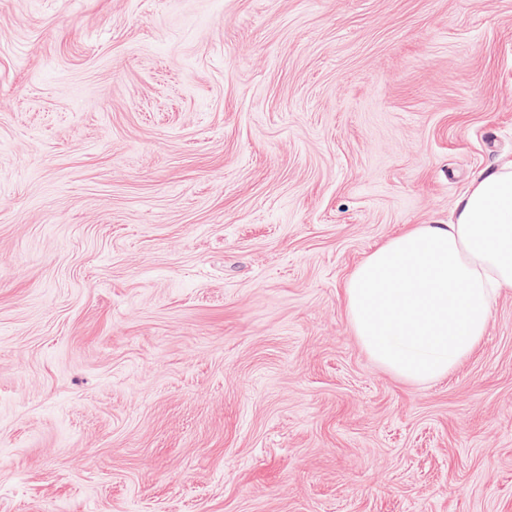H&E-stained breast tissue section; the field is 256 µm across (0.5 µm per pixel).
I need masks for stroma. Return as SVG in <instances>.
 <instances>
[{
  "instance_id": "1",
  "label": "stroma",
  "mask_w": 512,
  "mask_h": 512,
  "mask_svg": "<svg viewBox=\"0 0 512 512\" xmlns=\"http://www.w3.org/2000/svg\"><path fill=\"white\" fill-rule=\"evenodd\" d=\"M511 155L512 0H0V512H512V291L342 297ZM512 289V161L481 174L448 224H413L344 284L349 326L379 364L412 383L448 377L480 344Z\"/></svg>"
}]
</instances>
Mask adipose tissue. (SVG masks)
<instances>
[{
	"mask_svg": "<svg viewBox=\"0 0 512 512\" xmlns=\"http://www.w3.org/2000/svg\"><path fill=\"white\" fill-rule=\"evenodd\" d=\"M512 289V162L480 175L447 224H414L344 284L349 326L396 376L448 377L480 344L492 303Z\"/></svg>",
	"mask_w": 512,
	"mask_h": 512,
	"instance_id": "1",
	"label": "adipose tissue"
}]
</instances>
